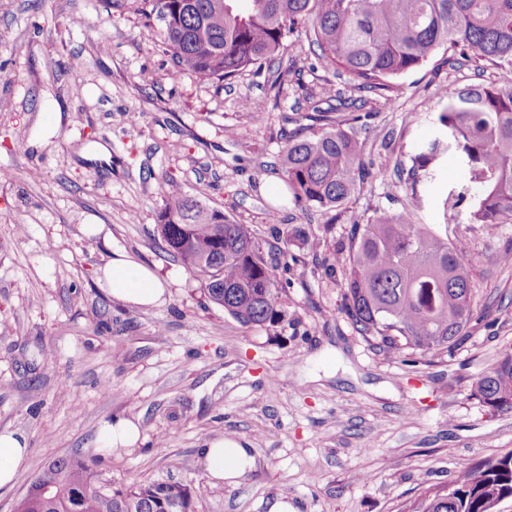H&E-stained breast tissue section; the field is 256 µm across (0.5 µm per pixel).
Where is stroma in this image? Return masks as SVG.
Here are the masks:
<instances>
[{"label": "stroma", "instance_id": "35a3bbf8", "mask_svg": "<svg viewBox=\"0 0 512 512\" xmlns=\"http://www.w3.org/2000/svg\"><path fill=\"white\" fill-rule=\"evenodd\" d=\"M286 43L294 75L283 92L254 70L221 86L190 73L174 82L142 0H0V170L9 174L0 180V432L29 439L0 512H15L31 477L61 456L95 460L117 486L202 485L194 512H268L278 497L295 512H408L464 467L512 453V413L474 394L512 348V263L500 260L512 252V221L448 227L468 246L481 316L452 351L370 347L342 288L352 224L405 210L441 223L443 200L466 177L451 154L414 193L386 160L434 136L444 94L511 81L512 70L439 55L396 78L391 98L369 95L368 118L348 127L365 145L368 176L344 210L305 212L268 181L282 176L288 136L318 130L313 105L352 89L305 36ZM95 143L110 161L80 158ZM168 175L263 243L285 246L294 228L320 238L287 246L280 320L243 326L160 250ZM90 224L101 225L97 236L86 235ZM116 250L167 283L165 304L130 307L103 292L99 269ZM132 415L143 444L102 451L101 427ZM222 436L247 442L255 465L215 485L202 451ZM357 472L369 482L354 481Z\"/></svg>", "mask_w": 512, "mask_h": 512}]
</instances>
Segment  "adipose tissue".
I'll list each match as a JSON object with an SVG mask.
<instances>
[{"label": "adipose tissue", "mask_w": 512, "mask_h": 512, "mask_svg": "<svg viewBox=\"0 0 512 512\" xmlns=\"http://www.w3.org/2000/svg\"><path fill=\"white\" fill-rule=\"evenodd\" d=\"M112 299L126 306H160L166 301L165 283L146 265L122 251L114 252L98 277ZM28 439L24 433H0V489L12 486L27 461ZM203 463L209 479L235 483L254 465L246 443L216 438L206 443Z\"/></svg>", "instance_id": "1"}]
</instances>
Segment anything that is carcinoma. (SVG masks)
Masks as SVG:
<instances>
[{
	"mask_svg": "<svg viewBox=\"0 0 512 512\" xmlns=\"http://www.w3.org/2000/svg\"><path fill=\"white\" fill-rule=\"evenodd\" d=\"M161 24L171 53L170 78L191 72L224 83L247 69L267 68L271 87L287 81L286 37L309 30L321 58L346 73L359 96L314 107L320 132L282 150L284 181L302 209L337 210L358 190L367 169L364 144L343 125L361 119L362 93L383 96L393 80L435 53L459 50L476 62L512 69V0H143ZM434 139L397 159L399 181L416 189L434 181L437 161L455 152L468 182L443 201V226L512 219V82L454 91L434 119ZM162 179L156 233L161 250L201 279L207 301L246 326L283 316L284 288L274 274L288 249L273 254L244 224ZM466 246L420 224L409 211L380 213L352 225L343 276L344 310L370 346L425 354L462 343L473 319ZM475 395L494 412H512V350L480 377ZM432 491L425 512H487L488 499L512 498V454L466 467ZM203 490L164 480L101 489L96 463L51 461L31 478L16 512H192Z\"/></svg>",
	"mask_w": 512,
	"mask_h": 512,
	"instance_id": "obj_1",
	"label": "carcinoma"
}]
</instances>
